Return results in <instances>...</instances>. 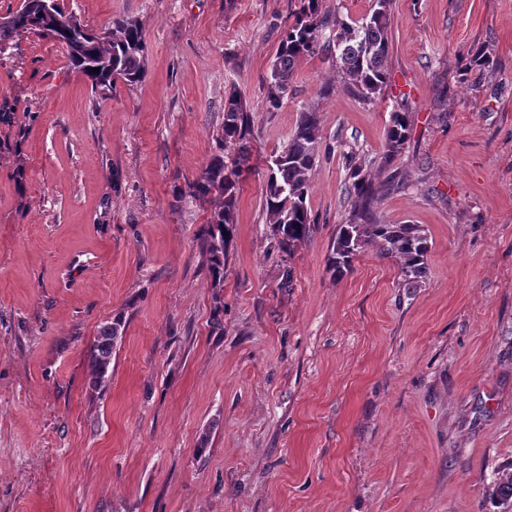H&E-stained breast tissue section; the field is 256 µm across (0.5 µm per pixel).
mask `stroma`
Returning a JSON list of instances; mask_svg holds the SVG:
<instances>
[{
	"instance_id": "stroma-1",
	"label": "stroma",
	"mask_w": 512,
	"mask_h": 512,
	"mask_svg": "<svg viewBox=\"0 0 512 512\" xmlns=\"http://www.w3.org/2000/svg\"><path fill=\"white\" fill-rule=\"evenodd\" d=\"M60 2L95 30L137 21L146 74L105 97L52 40L0 55V512H502L512 0H391L374 102L318 55L275 112L264 78L300 0ZM232 90L254 123L214 288L197 246L211 205L187 189L223 152ZM309 105L315 225L286 253L263 188ZM398 108L410 135L381 169ZM349 152L369 164L377 220L425 229L419 287L371 248L329 271ZM118 314L96 390L90 352Z\"/></svg>"
}]
</instances>
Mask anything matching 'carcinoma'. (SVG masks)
Returning <instances> with one entry per match:
<instances>
[{
    "label": "carcinoma",
    "mask_w": 512,
    "mask_h": 512,
    "mask_svg": "<svg viewBox=\"0 0 512 512\" xmlns=\"http://www.w3.org/2000/svg\"><path fill=\"white\" fill-rule=\"evenodd\" d=\"M13 23L0 26V52L9 37L35 33L57 42L67 52L70 65L91 87L103 95L112 92L116 82L135 84L145 77L146 48L139 24L129 19H114L97 32L83 24L73 13L55 3L47 12L38 0H23L18 10L9 13ZM323 0H301L294 22L283 33L265 79L267 111L275 112L288 95L298 63L322 53L332 54L342 72L346 88L364 101H372L386 87L389 75L392 25L390 0H373L371 13L359 21L336 22L335 39L322 40V31L330 26ZM100 68L95 73L93 69ZM252 122L245 99L231 91L224 101L221 126L223 146L243 157L248 152L247 135ZM410 113H391L385 135V150L379 165L384 168L399 154L410 131ZM321 147L320 115L316 108H303L282 150L273 157L268 175L264 205L267 223L281 246L293 249L307 240L313 231L306 198L312 171ZM348 179L355 197L354 214L339 226L329 259L333 274L342 277L352 270L355 257L366 248L397 260L404 285L415 288L427 276L429 237L417 224H382L374 215L375 188L364 172L362 160L351 154ZM239 163L232 164L217 155L192 185L191 195L211 202L208 224L198 237V247L205 263L211 286L224 282L226 246L236 224V199L240 189ZM122 317L100 328L90 352L93 386H102L107 378L112 354L122 341ZM492 494L501 504L512 509V473L499 478Z\"/></svg>",
    "instance_id": "obj_1"
}]
</instances>
